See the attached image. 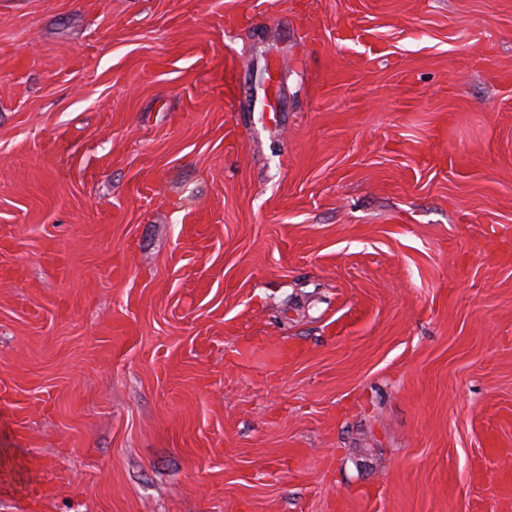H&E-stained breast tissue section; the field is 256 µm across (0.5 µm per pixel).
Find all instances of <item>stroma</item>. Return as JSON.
<instances>
[{
  "label": "stroma",
  "mask_w": 512,
  "mask_h": 512,
  "mask_svg": "<svg viewBox=\"0 0 512 512\" xmlns=\"http://www.w3.org/2000/svg\"><path fill=\"white\" fill-rule=\"evenodd\" d=\"M3 455L0 512H512V0H0Z\"/></svg>",
  "instance_id": "1"
}]
</instances>
